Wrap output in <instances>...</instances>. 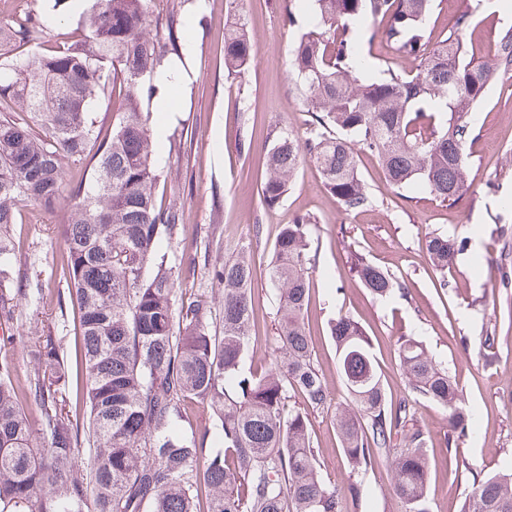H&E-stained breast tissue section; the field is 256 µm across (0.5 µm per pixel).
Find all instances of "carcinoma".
<instances>
[{"instance_id":"1","label":"carcinoma","mask_w":512,"mask_h":512,"mask_svg":"<svg viewBox=\"0 0 512 512\" xmlns=\"http://www.w3.org/2000/svg\"><path fill=\"white\" fill-rule=\"evenodd\" d=\"M314 2L318 28L297 36L290 59L311 136L277 137L266 156L264 204L277 205L309 159L344 211L366 208L362 153L377 158L393 187L455 201L466 189L473 113L490 85L512 74V27L487 52L463 40L468 12L448 36L426 37L432 0ZM155 3L85 0L80 28L61 39L46 37L31 12L0 30L19 49L0 53V322L10 326L27 296L11 266L17 205L53 213L64 203L55 229L80 336L72 362L49 328L30 346L33 370L20 375L0 358V512H201L203 498L206 512H345L320 472L314 412L330 416L354 472L380 456L390 460L405 512H429L427 436L409 400H388L361 323L348 314L330 322L347 404L333 402L314 363L304 321L311 218L284 225L274 243L268 274L278 327L265 337L271 353L260 368L245 369L257 341L250 247L222 263L204 261L208 287L188 295L177 283L196 262L157 257L173 243L178 217L156 199L150 80L178 49L179 30L174 12L162 18ZM377 21L390 43L419 61L414 72H365ZM29 44L37 51L22 52ZM253 54L245 23L228 24L227 72H244ZM98 102L112 121L93 117ZM465 248L448 235L425 237L444 275ZM353 271L376 299L406 293L402 278L360 254ZM216 320L219 335L210 330ZM481 347L485 362L495 363V332L481 337ZM399 357L415 397L448 411L445 442L458 446L477 413L448 368L412 337L400 342ZM293 393L304 406L290 403ZM196 405L210 412V425L193 427ZM213 434L216 452L208 447ZM462 512H512V462L480 481Z\"/></svg>"}]
</instances>
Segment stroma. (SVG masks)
Segmentation results:
<instances>
[{
    "mask_svg": "<svg viewBox=\"0 0 512 512\" xmlns=\"http://www.w3.org/2000/svg\"><path fill=\"white\" fill-rule=\"evenodd\" d=\"M194 2L157 0L161 9L176 4L178 28L194 47L193 79L174 95L175 111L153 113L149 123L157 134V200L179 215L174 250L205 253L221 262L238 244L251 245L259 336L254 351L260 360L266 352L263 339L272 335L276 321V290L267 271L276 236L296 216L309 215L315 272L305 319L318 368L335 400L345 401L329 323L338 314H350L371 336L388 396L397 401L409 394L399 343L405 336L423 342L479 415L475 431L450 448L444 442L447 412L424 400L417 405L429 436V510L460 512L474 482L512 457V288L501 285L502 269L512 268V85L494 82L475 115L470 187L453 205L425 192L395 190L376 158L365 155L359 169L372 202L362 211H343L309 161L300 165L282 202L270 208L261 195L268 150L281 133L303 139L310 132L289 58L297 34L306 28L305 17L315 13L314 2L297 0L293 24L286 19L284 0H206L199 14L192 10ZM465 3L472 10L469 36L484 41L495 35L501 22L490 13L488 0H435L432 38L448 35ZM44 7V0H0V27L27 11L43 14L52 37L74 31L81 22L78 9L48 14ZM236 15L255 46L249 67L238 76L224 67V24ZM187 128L194 136L186 141L181 133ZM242 142L247 152H238ZM60 219L28 204L20 206L14 226L20 248L12 264L29 294L16 308L11 338L0 343V351L21 373L31 369L28 348L43 329L60 336L67 353H74L78 342L72 314L57 305L68 288L58 262L65 245L54 230ZM429 232L468 242L444 288L423 247ZM356 252L402 276L407 296L373 299L351 270ZM491 329L498 359L488 365L480 354V336ZM311 424L322 473L343 495L345 512H403L386 460L354 474L330 417L312 414Z\"/></svg>",
    "mask_w": 512,
    "mask_h": 512,
    "instance_id": "1",
    "label": "stroma"
}]
</instances>
